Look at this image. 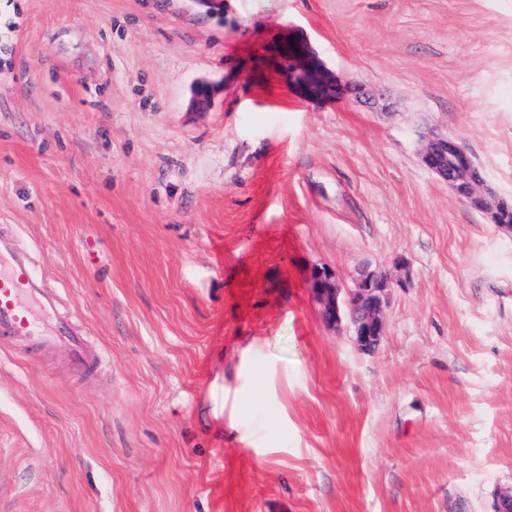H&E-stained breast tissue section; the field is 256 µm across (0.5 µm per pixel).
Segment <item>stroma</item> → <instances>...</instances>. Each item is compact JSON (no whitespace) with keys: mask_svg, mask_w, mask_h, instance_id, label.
Returning <instances> with one entry per match:
<instances>
[{"mask_svg":"<svg viewBox=\"0 0 512 512\" xmlns=\"http://www.w3.org/2000/svg\"><path fill=\"white\" fill-rule=\"evenodd\" d=\"M287 30L374 102L295 95ZM438 133L512 201V0H0V234L97 356L0 339V512H494L512 232ZM321 267L390 274L376 347ZM422 161L446 181L461 200L486 213L499 228L512 230L511 204L503 199L491 201L492 192L483 172L456 138L437 134L426 146Z\"/></svg>","mask_w":512,"mask_h":512,"instance_id":"35a3bbf8","label":"stroma"}]
</instances>
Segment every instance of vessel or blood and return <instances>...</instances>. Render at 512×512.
<instances>
[{
	"instance_id": "obj_1",
	"label": "vessel or blood",
	"mask_w": 512,
	"mask_h": 512,
	"mask_svg": "<svg viewBox=\"0 0 512 512\" xmlns=\"http://www.w3.org/2000/svg\"><path fill=\"white\" fill-rule=\"evenodd\" d=\"M58 300L57 290L46 287L27 253L12 237L0 235V334L39 354L67 347L77 368L91 367L94 359L82 336L57 314Z\"/></svg>"
}]
</instances>
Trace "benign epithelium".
<instances>
[{"instance_id":"benign-epithelium-1","label":"benign epithelium","mask_w":512,"mask_h":512,"mask_svg":"<svg viewBox=\"0 0 512 512\" xmlns=\"http://www.w3.org/2000/svg\"><path fill=\"white\" fill-rule=\"evenodd\" d=\"M270 63L279 69L288 87L304 100L330 99L338 93L358 95L362 87L352 82H340L316 56L310 42L285 32L270 45ZM422 161L441 177L454 193L472 208L487 214L496 226L512 230V205L499 199L491 201L492 192L477 167L473 156L454 137L436 135L426 146ZM310 285L320 306L324 322L336 326L342 311H347L355 325L361 349L375 347L383 333V306L389 287L387 274L367 275L356 288L343 290L335 276L325 268L311 272Z\"/></svg>"}]
</instances>
